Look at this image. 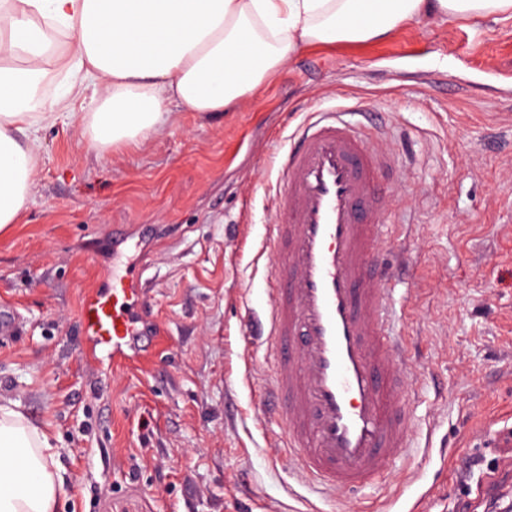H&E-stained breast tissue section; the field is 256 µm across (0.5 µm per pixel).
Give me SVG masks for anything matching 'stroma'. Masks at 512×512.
<instances>
[{"label": "stroma", "mask_w": 512, "mask_h": 512, "mask_svg": "<svg viewBox=\"0 0 512 512\" xmlns=\"http://www.w3.org/2000/svg\"><path fill=\"white\" fill-rule=\"evenodd\" d=\"M369 101L391 153L384 203L411 268L396 305L413 354L414 446L348 512L483 505L512 462L486 426L512 425V19L421 18L384 41L295 52L245 104L175 112L143 143L97 158L78 123L40 131L20 224L0 234V302L25 318L0 339V404L60 451L59 512H328L276 460L258 403L269 363L242 334L263 308L261 245L275 156L298 105ZM146 253L151 324L167 349L137 371L86 360L82 298L112 278V231ZM479 460L467 476L444 461Z\"/></svg>", "instance_id": "obj_1"}]
</instances>
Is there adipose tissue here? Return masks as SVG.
I'll list each match as a JSON object with an SVG mask.
<instances>
[{"instance_id": "ef3b65f1", "label": "adipose tissue", "mask_w": 512, "mask_h": 512, "mask_svg": "<svg viewBox=\"0 0 512 512\" xmlns=\"http://www.w3.org/2000/svg\"><path fill=\"white\" fill-rule=\"evenodd\" d=\"M422 17L510 18L512 0H0V232L36 183L43 123L80 122L100 156L146 141L172 109L242 103L301 48L384 39ZM52 74L65 82L48 96ZM58 457L0 404V512H56Z\"/></svg>"}]
</instances>
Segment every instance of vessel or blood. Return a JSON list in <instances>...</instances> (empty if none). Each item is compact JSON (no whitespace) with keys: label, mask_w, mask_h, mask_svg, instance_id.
<instances>
[{"label":"vessel or blood","mask_w":512,"mask_h":512,"mask_svg":"<svg viewBox=\"0 0 512 512\" xmlns=\"http://www.w3.org/2000/svg\"><path fill=\"white\" fill-rule=\"evenodd\" d=\"M312 107L277 161L272 218L262 250L272 259L268 304L246 333L265 347L271 383L262 409L281 422L276 441L297 478L324 498L381 484L412 445L404 365L408 342L392 320L394 265L382 251L388 211L379 186L392 164L375 147L373 106ZM133 263L79 311L83 334L135 369L141 338L160 345L147 323L143 275Z\"/></svg>","instance_id":"b4317fda"}]
</instances>
